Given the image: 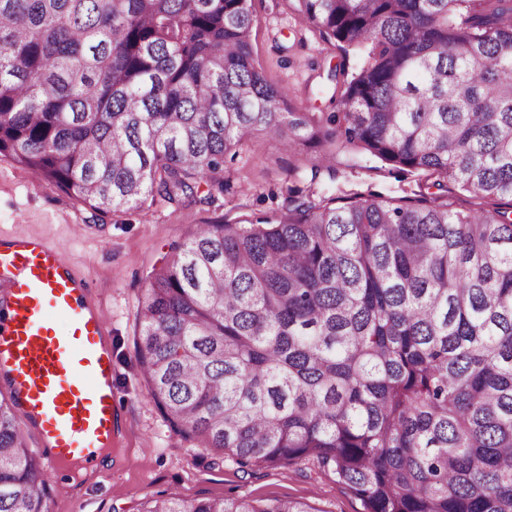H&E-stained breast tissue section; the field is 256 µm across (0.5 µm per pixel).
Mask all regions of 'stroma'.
Masks as SVG:
<instances>
[{
	"label": "stroma",
	"mask_w": 512,
	"mask_h": 512,
	"mask_svg": "<svg viewBox=\"0 0 512 512\" xmlns=\"http://www.w3.org/2000/svg\"><path fill=\"white\" fill-rule=\"evenodd\" d=\"M294 0H253V55L267 81L288 89L299 112H332L348 75L363 64L361 52L341 54L334 42L298 28ZM318 154L291 155L264 137L247 143L224 169V190L200 189V202L100 214L55 185L32 182L30 173L0 156V229L43 236L69 254L92 281L91 297L112 315L109 328L115 394L123 416L120 454L98 464L90 480L78 471L47 482V512H144L158 499L244 498L257 503L290 499L309 512H368L364 501L315 462L245 470L230 458L170 429L147 392L136 346L140 301L152 268L190 238L201 224H245L288 204V190L306 188ZM326 196L373 192L403 203L427 194L415 173L375 169L372 160L347 153L336 178L319 185Z\"/></svg>",
	"instance_id": "1"
}]
</instances>
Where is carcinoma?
Listing matches in <instances>:
<instances>
[{"label":"carcinoma","mask_w":512,"mask_h":512,"mask_svg":"<svg viewBox=\"0 0 512 512\" xmlns=\"http://www.w3.org/2000/svg\"><path fill=\"white\" fill-rule=\"evenodd\" d=\"M366 54L337 112H285L251 0H0V156L95 212L224 191L255 135L432 179L203 224L152 271L137 341L164 420L241 467L312 460L368 512H512V0H295ZM39 454L0 401V512H45ZM147 512H309L156 500ZM448 199L454 203V208L457 210H469V209H487L491 210L495 207H508L509 199L502 201H490L481 200L474 196H470L468 193L458 192L452 185H448Z\"/></svg>","instance_id":"obj_1"}]
</instances>
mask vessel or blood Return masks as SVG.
I'll list each match as a JSON object with an SVG mask.
<instances>
[{
  "mask_svg": "<svg viewBox=\"0 0 512 512\" xmlns=\"http://www.w3.org/2000/svg\"><path fill=\"white\" fill-rule=\"evenodd\" d=\"M89 291L47 238L0 232V371L21 424L39 430L53 475L93 463L122 435L109 321ZM51 310L68 333L57 332Z\"/></svg>",
  "mask_w": 512,
  "mask_h": 512,
  "instance_id": "1",
  "label": "vessel or blood"
}]
</instances>
